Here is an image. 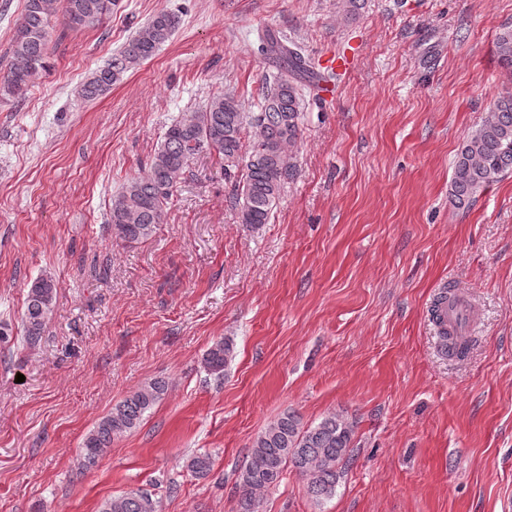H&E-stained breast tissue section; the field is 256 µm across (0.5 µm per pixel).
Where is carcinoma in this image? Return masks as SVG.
<instances>
[{
    "mask_svg": "<svg viewBox=\"0 0 512 512\" xmlns=\"http://www.w3.org/2000/svg\"><path fill=\"white\" fill-rule=\"evenodd\" d=\"M114 2L66 0L63 23L72 29L96 25L112 12ZM57 12L58 0H25L11 38L12 62L0 82V93L24 95L47 69L49 24ZM178 26L177 15L164 10L156 13L106 66L87 76L78 95L94 99L107 93L129 71L152 58ZM259 39L261 52L279 61L277 73L261 88L260 111L245 112L234 95L219 93L201 110L174 120L163 133L147 170L128 180L112 197L109 224L120 240L146 241L156 233L190 160L203 152L223 160L228 177L242 170L234 194L239 223L250 228L268 223L284 184L296 169L289 147L298 138L303 90L315 71L301 50L286 45L273 33L267 31ZM496 53L500 63L512 69V28L498 33ZM510 171L512 94L499 97L462 144L450 185L451 201L457 207L465 206ZM56 291V282L47 277L35 279L28 288L21 325L31 346L44 334ZM232 357V344L218 340L207 350L204 368L220 378ZM166 390L165 382L151 380L116 403L84 438L81 469L95 466L116 439L136 430ZM353 433V425L336 414L307 428L291 412L279 416L257 435L240 472L239 512H259L257 494L277 486L289 466L306 480L313 497H332L343 475ZM187 468L204 477L211 470L210 458L195 456ZM101 512H158V505L150 494L137 491L104 502Z\"/></svg>",
    "mask_w": 512,
    "mask_h": 512,
    "instance_id": "carcinoma-1",
    "label": "carcinoma"
}]
</instances>
